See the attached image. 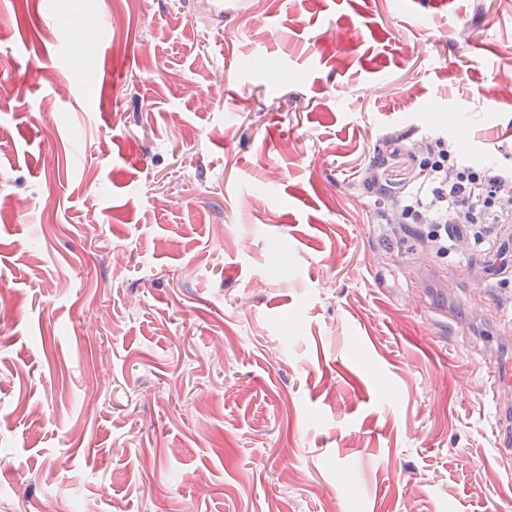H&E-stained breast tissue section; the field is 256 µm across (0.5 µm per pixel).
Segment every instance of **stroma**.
Returning a JSON list of instances; mask_svg holds the SVG:
<instances>
[{
	"label": "stroma",
	"instance_id": "stroma-1",
	"mask_svg": "<svg viewBox=\"0 0 512 512\" xmlns=\"http://www.w3.org/2000/svg\"><path fill=\"white\" fill-rule=\"evenodd\" d=\"M432 2L0 0V512H512V228L369 184L512 171V0ZM495 412L497 416V451L501 455L512 454V437H511V415L509 409H503L500 405H496Z\"/></svg>",
	"mask_w": 512,
	"mask_h": 512
}]
</instances>
